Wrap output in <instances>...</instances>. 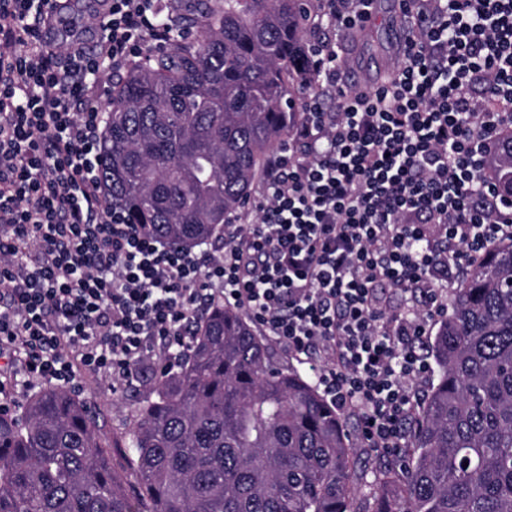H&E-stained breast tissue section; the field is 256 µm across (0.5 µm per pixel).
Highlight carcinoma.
Instances as JSON below:
<instances>
[{
    "instance_id": "obj_1",
    "label": "carcinoma",
    "mask_w": 512,
    "mask_h": 512,
    "mask_svg": "<svg viewBox=\"0 0 512 512\" xmlns=\"http://www.w3.org/2000/svg\"><path fill=\"white\" fill-rule=\"evenodd\" d=\"M174 37L112 90L101 180L112 204L193 247L244 208L299 116L300 0H195ZM489 173L512 202V125ZM437 382L409 427L405 476L371 512H512V240L469 266L430 345ZM123 455L131 497L112 464ZM354 448L309 376L275 365L236 308L213 303L179 369L111 442L58 386L0 410V512H351Z\"/></svg>"
}]
</instances>
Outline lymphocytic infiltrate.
<instances>
[{
  "label": "lymphocytic infiltrate",
  "mask_w": 512,
  "mask_h": 512,
  "mask_svg": "<svg viewBox=\"0 0 512 512\" xmlns=\"http://www.w3.org/2000/svg\"><path fill=\"white\" fill-rule=\"evenodd\" d=\"M52 2L0 0V358L23 352L32 381L130 384L176 371L219 300L307 364L363 447L397 453L449 286L512 238L486 174L512 118V0H403L412 35L370 91L342 84L335 44H309L287 142L223 246L196 254L127 223L100 181L103 96L173 36L158 0H106L94 47L63 52L42 41ZM372 2L317 0V17L359 27Z\"/></svg>",
  "instance_id": "obj_1"
}]
</instances>
